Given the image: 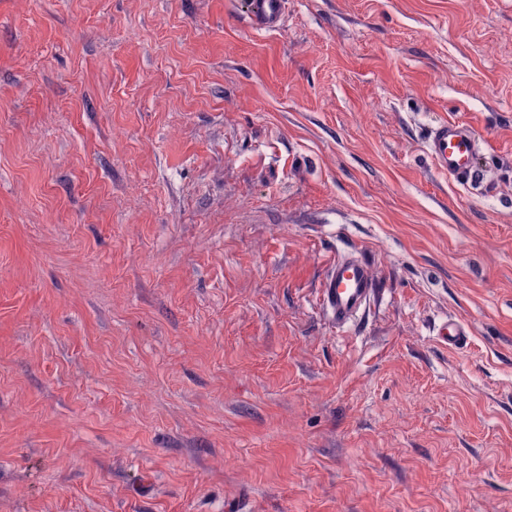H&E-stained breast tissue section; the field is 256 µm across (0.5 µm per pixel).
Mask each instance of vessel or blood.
<instances>
[{
	"instance_id": "vessel-or-blood-1",
	"label": "vessel or blood",
	"mask_w": 512,
	"mask_h": 512,
	"mask_svg": "<svg viewBox=\"0 0 512 512\" xmlns=\"http://www.w3.org/2000/svg\"><path fill=\"white\" fill-rule=\"evenodd\" d=\"M284 0H248V15L254 31H277L283 21ZM427 149L436 168L460 183H469L477 175L475 158L480 142L465 125L442 122L433 127ZM375 293L366 262L348 254L337 259L322 285V302L337 326L351 323L364 310Z\"/></svg>"
}]
</instances>
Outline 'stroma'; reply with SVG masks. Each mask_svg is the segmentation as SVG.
<instances>
[{
    "instance_id": "obj_1",
    "label": "stroma",
    "mask_w": 512,
    "mask_h": 512,
    "mask_svg": "<svg viewBox=\"0 0 512 512\" xmlns=\"http://www.w3.org/2000/svg\"><path fill=\"white\" fill-rule=\"evenodd\" d=\"M245 8L0 0V512H512V0ZM285 0H248L251 27L256 32L277 31L283 21ZM427 149L436 168L449 178L467 184L477 175L475 158L480 142L465 125L442 122L433 127ZM375 293L366 262L355 254L336 260L322 285V302L339 327L351 323Z\"/></svg>"
}]
</instances>
